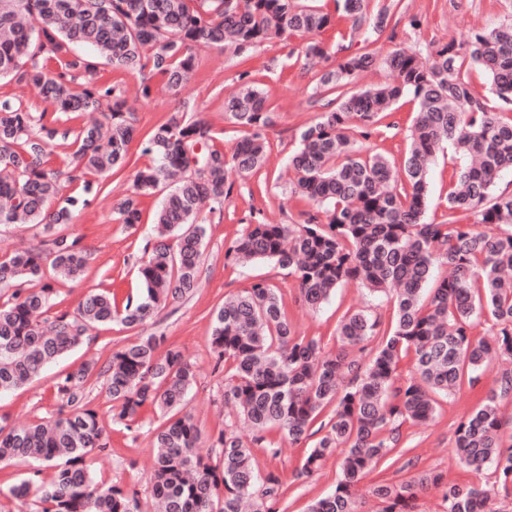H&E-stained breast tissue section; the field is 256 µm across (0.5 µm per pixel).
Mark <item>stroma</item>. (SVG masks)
<instances>
[{
	"label": "stroma",
	"instance_id": "obj_1",
	"mask_svg": "<svg viewBox=\"0 0 512 512\" xmlns=\"http://www.w3.org/2000/svg\"><path fill=\"white\" fill-rule=\"evenodd\" d=\"M417 17L419 26L408 23ZM512 17V0H400L398 13L373 43H366L363 34L352 32L349 25L340 30H328L318 39L327 47L337 40L358 52L370 51L384 58L397 49H406L427 56L450 41H463L475 27L492 28ZM305 38L273 40L254 50L247 65H239L233 48H199L196 52L195 74L179 94L166 90L159 77L144 79L142 74L115 70L100 64L96 78L99 83L117 87L126 100L127 108L139 132H146L166 122L183 103H190L195 113L206 119L214 132L213 145L232 152L241 135L238 127L224 118V98L239 83L242 71H249L251 81L262 87L276 115V124L267 132L269 149L261 177L235 178L231 194L222 209L202 211L200 222L206 224L202 286L189 300L163 310L156 321L126 328L120 325L100 327L92 331L89 340L77 351L48 366L28 384L0 392V417L21 424L48 417L56 407L54 380L63 371L76 369L92 357L107 358L112 349L135 342L151 334L164 335L169 344L183 348L196 369V383L190 391L189 403L205 434L217 433L222 421L235 410L224 403V373L214 367L210 347L213 310L225 296L246 288L258 277L268 279L282 298L286 314L297 330L306 336L319 338L329 349L335 348L334 332L338 319L345 312L369 310L383 326H390L393 303L370 295L361 284L351 281L340 288L322 305L312 310L299 300L295 277L287 270L269 262L247 267L227 264L225 247L241 224L264 221L271 224H301L306 220L307 205L291 197L294 174L288 169V156L297 145L299 129L320 112L322 103L314 97L321 65L310 64L304 55ZM150 81V97H142L140 86ZM415 104L402 99L390 117V127L382 128L370 138L355 137L363 154L382 153L394 164H401L407 152L408 130ZM451 150L438 152L429 175L426 219L439 223L448 217L446 196L452 171ZM133 164L123 174L101 182L102 190L89 206L75 213L64 233L80 237L87 246L90 260L81 282H58L57 287L67 308H74L91 289L104 288L119 296H138L140 281L138 261L150 238L158 196L142 200L141 222L130 229L115 219V208L133 189L137 169L149 165L150 159L133 152ZM88 395L97 409L100 421L110 439L108 454L95 464V478L109 484L137 490L143 512H149L152 492L150 484L151 426L158 422L152 409L142 413L143 427L131 433L113 424L110 401L104 379L93 378L88 383ZM475 405L469 387H462L454 397L440 399L437 414L424 424L405 425L403 432L413 447V463H379L359 482L357 498L359 512H372L375 500L372 489L380 483H401L422 470L442 472L447 481L458 484L493 485L492 471L475 473L462 466L454 456L455 431ZM308 450L307 444L284 447L278 458L257 454L259 474L275 472L285 487L284 512H308L310 503L332 493L340 475L338 458H330L314 476L298 480L294 474L300 468Z\"/></svg>",
	"mask_w": 512,
	"mask_h": 512
}]
</instances>
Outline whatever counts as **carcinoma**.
I'll use <instances>...</instances> for the list:
<instances>
[{"mask_svg":"<svg viewBox=\"0 0 512 512\" xmlns=\"http://www.w3.org/2000/svg\"><path fill=\"white\" fill-rule=\"evenodd\" d=\"M395 4L369 10V0H0V79L38 89L49 106L32 112L0 103V224H38L41 247L0 255V390L21 387L68 355L88 331L154 320L193 295L201 277L206 225L201 208L224 206L232 175L258 173L275 124L263 89L243 83L224 99V118L243 129L231 155L210 145L212 127L183 103L139 140L153 164L135 174V190L117 207V220L140 222V197L164 192L156 211L155 242L145 248L138 276L141 294L119 302L107 290L88 291L78 306L60 310L56 283L85 274L89 252L78 237L58 230L84 208L101 186L96 177L122 173L130 162L136 129L123 111L121 92L99 84L96 63L69 57L84 45L114 69L146 68L177 93L195 68L198 46H234L245 63L272 39L321 33L348 21L378 34ZM320 42L307 56L329 66L316 89L332 95L328 109L303 127L288 156L297 175L295 193L311 204L303 224L249 223L228 243L224 259L237 265L274 261L294 275L299 299L316 309L346 282L358 281L394 300L390 329L364 311L346 312L336 324V352L298 333L277 289L265 278L224 298L212 317L215 368H224V403L238 408L252 435L230 425L209 436L216 457L196 448L204 433L187 409L195 382L193 363L164 335L146 336L112 351L102 365L84 364L58 375L56 412L25 427L0 423V463L38 461L41 470L8 494L32 496L38 512H141L137 492L97 483L91 454L109 447L98 411L87 394L89 378L106 380L112 422L131 431L150 407L163 422L154 429L152 491L160 512H281L283 482L275 472L258 477L255 451L275 458L282 444L307 441L313 422L330 407L323 434L309 447L296 478H309L324 461L341 456L334 491L308 512H357L356 486L381 460L396 463L409 451L402 427L435 417L436 397L474 390L497 358L512 361V194H496L501 174L512 169V20L474 28L422 59L397 50L384 59L395 79L358 89L360 73L377 64L370 52L346 53ZM482 69L502 111H492L461 75L464 62ZM403 98L417 110L400 168L381 153L361 155L349 131L364 138ZM101 112L104 121L74 134L73 173L52 166L51 140L58 115ZM448 144L462 163L449 180L448 220H425L428 174ZM81 182L61 200V178ZM50 265L53 276H45ZM487 316L495 339L476 340L474 322ZM375 343L364 365L355 351ZM411 357L404 379L400 363ZM512 396V369L477 397L455 431V455L476 473L491 470L492 488L448 484L443 473L423 470L399 484H379L377 512H421L419 500L441 494L443 512H498L495 498L512 497V432L504 434L501 402Z\"/></svg>","mask_w":512,"mask_h":512,"instance_id":"1","label":"carcinoma"}]
</instances>
